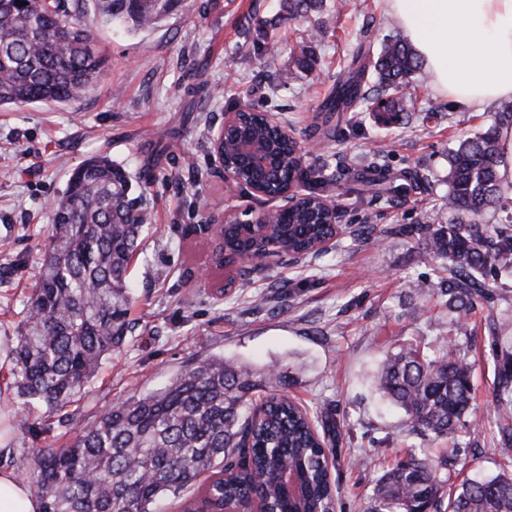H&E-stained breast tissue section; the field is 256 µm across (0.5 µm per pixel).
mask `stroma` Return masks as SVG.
<instances>
[{
  "instance_id": "obj_1",
  "label": "stroma",
  "mask_w": 512,
  "mask_h": 512,
  "mask_svg": "<svg viewBox=\"0 0 512 512\" xmlns=\"http://www.w3.org/2000/svg\"><path fill=\"white\" fill-rule=\"evenodd\" d=\"M272 0H183L181 10L141 33L96 27L105 68L93 90L57 108H0V344L13 349L47 247L51 205L85 159L107 155L148 174L141 204L150 215L130 265L133 303L125 346L105 362L77 407L52 419L16 388L11 357H0V468L31 464L36 451L71 444L113 403L162 388L193 360L221 356L260 371L278 367L285 394L336 423L331 479L337 512H365L381 474L410 451L452 457L451 482L512 474L497 442L492 393L501 337L512 336V278H490V297L457 342L473 364L482 422L465 416L454 440L412 433L401 411L373 392L383 353L416 336L449 335L448 311L415 283L434 287L435 264L398 227L445 224L448 152L483 132L497 105L456 106L416 72L408 117L395 124L369 110L343 116L305 166L351 164L382 147L391 172L419 175L420 188L389 203L345 175L326 196L345 232L321 254L269 256L229 271L197 227L225 206L270 210L248 188L227 187L210 138L225 113L255 106L274 113L300 144L317 140L316 108L341 76L354 35L368 24L372 51L401 36L384 0H324L297 19L277 18ZM314 64L300 68L298 47ZM498 333H491L489 323Z\"/></svg>"
}]
</instances>
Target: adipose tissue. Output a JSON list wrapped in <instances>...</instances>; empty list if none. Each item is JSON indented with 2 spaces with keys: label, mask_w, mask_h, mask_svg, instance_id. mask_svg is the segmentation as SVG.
Returning <instances> with one entry per match:
<instances>
[{
  "label": "adipose tissue",
  "mask_w": 512,
  "mask_h": 512,
  "mask_svg": "<svg viewBox=\"0 0 512 512\" xmlns=\"http://www.w3.org/2000/svg\"><path fill=\"white\" fill-rule=\"evenodd\" d=\"M440 93L481 108L512 99V0H385Z\"/></svg>",
  "instance_id": "1"
}]
</instances>
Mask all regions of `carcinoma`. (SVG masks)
Returning <instances> with one entry per match:
<instances>
[{
	"label": "carcinoma",
	"mask_w": 512,
	"mask_h": 512,
	"mask_svg": "<svg viewBox=\"0 0 512 512\" xmlns=\"http://www.w3.org/2000/svg\"><path fill=\"white\" fill-rule=\"evenodd\" d=\"M28 5H23V2ZM181 0H94L98 20H119L137 31L150 28ZM318 0H278L279 11L295 18ZM88 0H7L0 7V107L75 102L90 92L102 69ZM420 69L410 44L389 39L370 53L359 35L356 56L321 106L314 131L327 136L340 112L370 103L367 81L375 79V112L404 118L403 97L394 96ZM512 127V103L500 105L494 124L463 139L448 153L447 224H415L403 234L421 243L447 272L432 294L445 299L457 331L479 300L488 298L486 277L512 276V217L484 224L490 210L512 193L500 173V136ZM254 136L275 160L268 170L237 163L245 183L265 184L268 194L303 179L314 187L311 200L337 181L323 165L299 164L295 144L251 115L238 131ZM373 151L363 175L398 201L407 196L404 173L378 165ZM131 177L106 155L86 159L71 174L54 204L49 246L28 298L13 352L18 393L45 408L46 417L77 403L103 362L127 342L132 303L128 270L142 243L148 212L131 196ZM287 249L304 255L311 243L335 234L304 209L278 229ZM247 225L228 231L227 246H246ZM472 363L456 340L441 337L432 349L409 340L387 353L376 390L396 405L411 428L435 438L454 437L457 424L474 411ZM274 370L257 381L244 366L222 357L193 361L154 392L121 400L72 444L42 453L21 470L39 498L42 512H161L168 498L185 499L184 512L201 506L206 473L216 494L229 501L265 497L275 512H324L332 496L325 452L307 414L279 394ZM262 390L265 398L253 394ZM499 411L512 408V354L504 353L494 390ZM290 472L299 496L284 490ZM512 512V476L498 473L448 486L439 463L411 452L385 471L375 485L367 512Z\"/></svg>",
	"instance_id": "1"
}]
</instances>
